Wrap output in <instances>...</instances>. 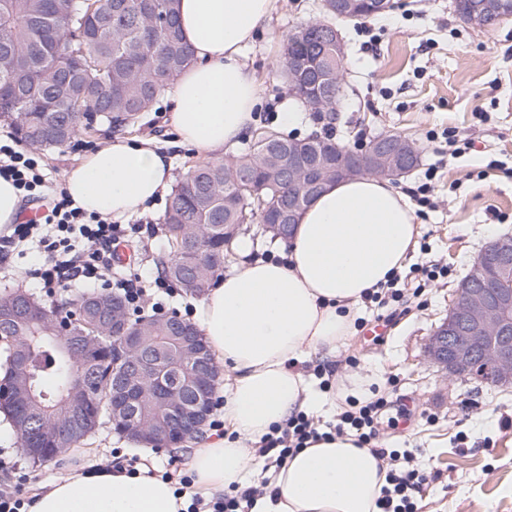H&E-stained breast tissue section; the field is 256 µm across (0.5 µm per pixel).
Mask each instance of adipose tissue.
<instances>
[{"instance_id": "adipose-tissue-1", "label": "adipose tissue", "mask_w": 512, "mask_h": 512, "mask_svg": "<svg viewBox=\"0 0 512 512\" xmlns=\"http://www.w3.org/2000/svg\"><path fill=\"white\" fill-rule=\"evenodd\" d=\"M278 0H175L190 64L168 88L176 142L213 160L249 137L262 85L244 59ZM173 158L147 138L118 137L85 155L65 188L87 212L121 220L144 213L172 183ZM406 195L384 177L329 186L297 220L285 262L258 259L221 277L197 325L224 377L223 438L189 454L192 492L210 499L250 486L253 446L315 401L297 363L330 355L353 333L370 289L415 251L419 227ZM379 460L350 435L302 449L271 471L251 512H376ZM189 493L138 466L70 471L42 486L32 512H186Z\"/></svg>"}]
</instances>
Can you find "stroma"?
<instances>
[{"instance_id": "obj_1", "label": "stroma", "mask_w": 512, "mask_h": 512, "mask_svg": "<svg viewBox=\"0 0 512 512\" xmlns=\"http://www.w3.org/2000/svg\"><path fill=\"white\" fill-rule=\"evenodd\" d=\"M451 0H394L391 10L340 26L346 43L345 97L333 124V139L356 150L381 134L416 142L419 164L395 180L403 189L422 180L431 165L433 206L418 216L420 248L411 264L436 261L447 278L427 286L421 309L388 323L382 339L365 336L377 307L360 310L362 325L336 354L340 388L344 375L365 378L386 390L394 405L409 404L413 417L385 430L380 446L414 450L413 463L430 477L417 498L418 512H512V385L494 386L461 376L448 379L426 361L424 346L448 315L457 283L493 239L512 235V19L486 29L463 24ZM322 0H278L276 11L245 51L263 85L255 113L257 131L304 138L318 131L313 113L301 111L286 126L280 112L291 96L282 73L290 31L325 21ZM456 128L475 141L472 152L452 159L444 140L430 131ZM112 134H82L60 149L42 151L45 179L64 186L67 172L83 156L104 146ZM159 198L134 224L158 230L142 250L141 270L154 276L169 251L159 224L167 206ZM248 249L233 246L225 273L265 253L284 256L283 241L260 226L244 233Z\"/></svg>"}]
</instances>
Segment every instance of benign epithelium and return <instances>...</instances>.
<instances>
[{"mask_svg":"<svg viewBox=\"0 0 512 512\" xmlns=\"http://www.w3.org/2000/svg\"><path fill=\"white\" fill-rule=\"evenodd\" d=\"M327 12L339 19L375 16L393 7V0H325ZM459 19L472 28H485L492 22L512 18V6L505 0H475L465 8L464 0H452ZM318 33L331 52L323 54L312 65L288 57V86L292 94L310 112H340L343 86L341 64L345 45L340 31L319 23ZM321 138L313 136L288 145V165L279 176L291 186L301 187V193L288 196V209L283 212V224H267L276 235L288 236L305 207L306 196L323 192L333 181L359 175L399 178L406 174L417 158L413 141L401 136H381L372 139L359 151L342 153L338 161L320 146ZM486 259L494 260L499 274L512 270V237L502 236L491 241L474 264L473 277L461 282L454 292L448 317L429 337L426 358L450 376L468 375L487 384L512 382V283L507 288L484 287L477 272ZM112 335L121 337L124 355L136 350L141 337L134 334L117 309H112ZM186 352L194 363L198 376L208 378L219 374L211 354L199 336L187 337ZM155 363L143 362L124 382L145 383L153 380ZM179 389H170L168 410L174 420L162 431L136 424L134 433L141 441L158 448L181 447L200 434L213 408L215 394L207 401L186 406L178 397Z\"/></svg>","mask_w":512,"mask_h":512,"instance_id":"1","label":"benign epithelium"}]
</instances>
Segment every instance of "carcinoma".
I'll return each instance as SVG.
<instances>
[{
    "label": "carcinoma",
    "instance_id": "carcinoma-1",
    "mask_svg": "<svg viewBox=\"0 0 512 512\" xmlns=\"http://www.w3.org/2000/svg\"><path fill=\"white\" fill-rule=\"evenodd\" d=\"M173 0H0V121L36 150L59 148L101 124L124 129L149 111L155 99L190 63ZM287 52L319 56L323 47L312 26L294 28ZM250 170V184L229 182ZM271 158L246 152L225 162L197 164L179 179L162 217L168 241H181L180 255L160 261L182 293L202 296L224 272V255L250 224H271L288 198V185L270 177ZM23 301L36 313L0 321V340L12 344L0 381L10 397L0 400L13 425L34 426L18 434L34 463L45 465L63 448L41 428L77 411L92 429L103 423L123 434L131 425L113 420V391L123 364L120 340L112 337L110 293L86 292L48 308L30 294L0 297V310ZM143 345L137 357L162 365L181 361L180 344L161 315L138 317ZM24 350L29 370L17 366ZM137 421L159 425L167 410L150 384L139 389Z\"/></svg>",
    "mask_w": 512,
    "mask_h": 512
}]
</instances>
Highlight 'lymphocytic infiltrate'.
<instances>
[{
    "label": "lymphocytic infiltrate",
    "instance_id": "lymphocytic-infiltrate-1",
    "mask_svg": "<svg viewBox=\"0 0 512 512\" xmlns=\"http://www.w3.org/2000/svg\"><path fill=\"white\" fill-rule=\"evenodd\" d=\"M39 168V156L15 138L0 142V177L11 180L23 197L44 200L46 206L38 220L12 225L10 234L0 237V264L7 263L17 246L29 243L38 250L40 260L28 273L39 282L46 297L53 299L97 285L121 295L135 310L163 313L160 296L172 291L165 277L148 282L141 274L122 276L116 271L117 249L129 238L126 225L86 212L66 190L43 195ZM387 404L384 394L374 393L361 406L341 412L335 425L325 433L308 416L297 415L284 427L265 435L258 444V452L275 453L277 463L281 464L309 442L347 433L356 437L359 446H371L379 436L378 416ZM376 454L386 464L385 483L377 500L380 512H417L414 494L425 484L426 475L402 465L397 451L380 448ZM0 472L16 476L15 481L0 484V512H29L33 499L24 491L27 478L21 473L18 459L9 454L0 457Z\"/></svg>",
    "mask_w": 512,
    "mask_h": 512
}]
</instances>
